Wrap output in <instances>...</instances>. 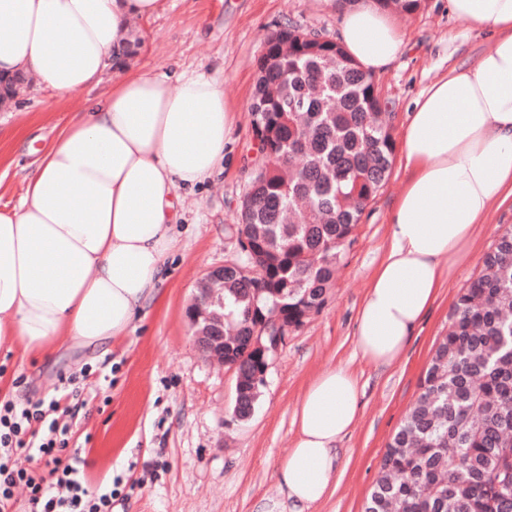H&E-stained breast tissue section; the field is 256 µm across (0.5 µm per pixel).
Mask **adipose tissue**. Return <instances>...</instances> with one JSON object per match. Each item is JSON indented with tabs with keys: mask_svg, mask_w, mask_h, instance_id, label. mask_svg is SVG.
<instances>
[{
	"mask_svg": "<svg viewBox=\"0 0 512 512\" xmlns=\"http://www.w3.org/2000/svg\"><path fill=\"white\" fill-rule=\"evenodd\" d=\"M161 0H0V74L38 76L59 96L102 87L131 18ZM495 36L474 63L451 68L414 101L401 155L410 176L355 321L362 358L390 367L434 303L475 225L512 198V0H448ZM343 51L366 72L404 47L390 12L358 0L340 22ZM91 100L45 147L24 194L0 209V347L51 358L126 336L174 248L178 190L224 157L231 108L224 82L201 71L141 70ZM365 388L348 368L301 394L296 435L278 470L280 497L260 512H311L342 476L339 443Z\"/></svg>",
	"mask_w": 512,
	"mask_h": 512,
	"instance_id": "adipose-tissue-1",
	"label": "adipose tissue"
}]
</instances>
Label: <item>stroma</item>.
I'll return each instance as SVG.
<instances>
[{
  "label": "stroma",
  "instance_id": "35a3bbf8",
  "mask_svg": "<svg viewBox=\"0 0 512 512\" xmlns=\"http://www.w3.org/2000/svg\"><path fill=\"white\" fill-rule=\"evenodd\" d=\"M345 7V0H163L156 16L138 21L143 45L131 69L202 70L223 80L234 112L224 160L210 177L182 190L183 218L165 280L127 336L94 350L63 347L46 361L0 349V375L13 387L10 401L59 399V420L71 427L70 445L78 450L89 489L118 484L112 512H254L259 501L278 495L277 468L293 445L301 393L338 366L365 383V396L341 443L340 485L313 512H363L386 445L419 394L459 289L479 272L498 236L512 229L510 200L476 226L470 252L440 288L399 361L382 369L363 360L355 351V320L386 244L390 209L408 177L401 160L393 159L384 186L342 250L327 304L289 332L251 418L235 417L233 375L201 354L187 308L206 271L239 256L236 226L257 151L249 106L265 37L291 25L339 39ZM394 21L406 47L374 81L398 139L418 94L449 67L472 64L493 37L450 15L448 0H420L417 10L395 13ZM93 96L89 89L62 98L37 80L11 108L0 109V205L19 199L36 149ZM84 371L111 376V386L85 404L62 399V379Z\"/></svg>",
  "mask_w": 512,
  "mask_h": 512
}]
</instances>
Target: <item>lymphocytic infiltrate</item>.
Wrapping results in <instances>:
<instances>
[{
  "instance_id": "f902f5d3",
  "label": "lymphocytic infiltrate",
  "mask_w": 512,
  "mask_h": 512,
  "mask_svg": "<svg viewBox=\"0 0 512 512\" xmlns=\"http://www.w3.org/2000/svg\"><path fill=\"white\" fill-rule=\"evenodd\" d=\"M58 401L24 406L0 403V512H11L14 491L24 488L33 512H112L117 495L112 486L89 491L68 425L54 414ZM43 462L47 475L37 477L19 459Z\"/></svg>"
}]
</instances>
